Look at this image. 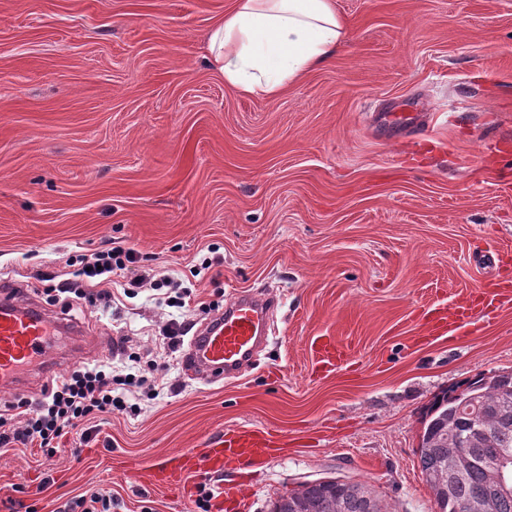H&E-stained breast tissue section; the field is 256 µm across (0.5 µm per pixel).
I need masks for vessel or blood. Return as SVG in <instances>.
Instances as JSON below:
<instances>
[{"label": "vessel or blood", "mask_w": 512, "mask_h": 512, "mask_svg": "<svg viewBox=\"0 0 512 512\" xmlns=\"http://www.w3.org/2000/svg\"><path fill=\"white\" fill-rule=\"evenodd\" d=\"M274 305L254 293L232 298L223 312L195 330L184 355L191 374L217 382L237 378L249 368L269 340ZM474 320L464 306L454 310L437 306L428 309L423 325L428 335L442 336L461 324ZM66 322L46 312L31 297L17 289L0 288V388L22 391V370L34 359H41L43 372H53L54 351L50 341L55 332L66 329ZM319 371L332 372L343 361L345 351L334 337L319 336L309 342ZM275 440L264 431L238 430L222 434L203 453L184 449L176 456L155 464L156 482L171 488L186 487L198 468L213 473L237 470L244 461L268 457Z\"/></svg>", "instance_id": "1"}]
</instances>
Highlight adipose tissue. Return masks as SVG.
Wrapping results in <instances>:
<instances>
[{"mask_svg":"<svg viewBox=\"0 0 512 512\" xmlns=\"http://www.w3.org/2000/svg\"><path fill=\"white\" fill-rule=\"evenodd\" d=\"M347 28L335 0H232L209 33V60L238 93L274 97L325 65Z\"/></svg>","mask_w":512,"mask_h":512,"instance_id":"adipose-tissue-1","label":"adipose tissue"}]
</instances>
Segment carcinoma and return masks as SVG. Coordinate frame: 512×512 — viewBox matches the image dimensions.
I'll list each match as a JSON object with an SVG mask.
<instances>
[{
    "label": "carcinoma",
    "mask_w": 512,
    "mask_h": 512,
    "mask_svg": "<svg viewBox=\"0 0 512 512\" xmlns=\"http://www.w3.org/2000/svg\"><path fill=\"white\" fill-rule=\"evenodd\" d=\"M419 468L438 512H470L491 503V512H512V491L502 492L493 473L512 469V370L479 374L443 392L422 419ZM270 512H387L366 483L336 480L300 485L292 500L271 501Z\"/></svg>",
    "instance_id": "1"
}]
</instances>
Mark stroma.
<instances>
[{
	"instance_id": "1",
	"label": "stroma",
	"mask_w": 512,
	"mask_h": 512,
	"mask_svg": "<svg viewBox=\"0 0 512 512\" xmlns=\"http://www.w3.org/2000/svg\"><path fill=\"white\" fill-rule=\"evenodd\" d=\"M229 0H0V282L67 315L127 366L113 337L154 347L180 318L162 292L63 312L44 274L112 242L187 289L201 324L226 299L278 301L253 369L191 379L183 351L158 396L70 436L0 455V512H57L112 492V512H199L148 470L227 429L307 445L256 468L248 512L301 484L370 485L389 512H437L420 474L421 418L442 392L512 370V292L476 335L421 339L419 313L482 300L512 270V0H336L335 57L275 98L246 97L204 62ZM336 337L349 362L313 370ZM51 483L41 494L42 478ZM308 349L313 353L320 372L335 371L345 356L343 346L336 343L333 336H317L308 343Z\"/></svg>"
}]
</instances>
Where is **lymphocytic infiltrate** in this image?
I'll list each match as a JSON object with an SVG mask.
<instances>
[{
  "instance_id": "obj_1",
  "label": "lymphocytic infiltrate",
  "mask_w": 512,
  "mask_h": 512,
  "mask_svg": "<svg viewBox=\"0 0 512 512\" xmlns=\"http://www.w3.org/2000/svg\"><path fill=\"white\" fill-rule=\"evenodd\" d=\"M142 257L130 246H109L87 260L77 272V281L62 280L50 285L54 301L73 309L75 302H96L111 298L107 285L113 276H124V294L141 288H163L170 275L148 268L140 269ZM134 361L143 362L141 374H115L100 367L81 366L61 380L44 387L41 399L25 398L0 409V452L6 453L39 445L46 458H53L63 437L79 432L82 441H90L92 420L112 411L127 408L125 396L143 386H155L168 372L167 363L154 358L152 350L133 353Z\"/></svg>"
}]
</instances>
